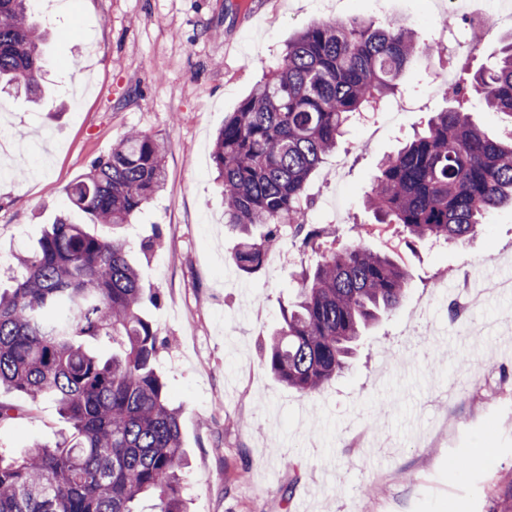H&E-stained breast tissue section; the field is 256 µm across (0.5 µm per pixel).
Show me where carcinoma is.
Returning a JSON list of instances; mask_svg holds the SVG:
<instances>
[{"instance_id": "carcinoma-1", "label": "carcinoma", "mask_w": 512, "mask_h": 512, "mask_svg": "<svg viewBox=\"0 0 512 512\" xmlns=\"http://www.w3.org/2000/svg\"><path fill=\"white\" fill-rule=\"evenodd\" d=\"M32 2L0 0V94L35 101L45 31ZM434 46L395 20H318L288 42L215 139L237 268L261 269L287 230L316 254L263 347L275 378L303 396L342 372L352 344L398 308L411 283L402 263L364 246L361 231L342 247L305 231L310 177ZM449 99L380 164L365 199L376 223L412 242L462 245L493 210L512 205V129L491 138L468 113L477 100L512 124V39L497 66L461 78ZM164 152L156 136L129 132L68 187L70 202L95 224H131L165 184ZM129 248L124 237L60 217L34 252L16 256L12 285L0 289V388L54 403L70 432L19 460L0 452V512H140L147 496L152 512H185L180 412L154 369L158 336L145 316L154 298ZM105 340L110 356L93 348Z\"/></svg>"}]
</instances>
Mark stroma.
I'll use <instances>...</instances> for the list:
<instances>
[{"label": "stroma", "instance_id": "stroma-1", "mask_svg": "<svg viewBox=\"0 0 512 512\" xmlns=\"http://www.w3.org/2000/svg\"><path fill=\"white\" fill-rule=\"evenodd\" d=\"M438 0H43L35 16L45 94L0 108V262L28 252L56 215L76 224L67 188L128 131L166 143L163 191L121 234L130 240L159 338L154 367L180 406L188 512H512V294L486 286L472 302V259L503 256L512 278V208L494 210L460 247L406 244L392 229L367 248L395 252L413 274L400 306L372 325L346 368L306 397L279 382L265 340L293 296L294 272L313 260L240 272L238 239L224 226L212 150L288 39L316 20L428 16ZM431 76L409 65L403 98L415 99L403 129L347 133L348 221L370 224L362 201L382 159L447 105ZM108 236L111 228L90 224ZM155 240L150 255L140 242ZM458 283L446 295L434 283ZM468 305L448 319V301ZM478 353L481 378L465 361ZM0 399L22 416L0 426V451L22 457L68 430L55 405L17 392Z\"/></svg>", "mask_w": 512, "mask_h": 512}]
</instances>
